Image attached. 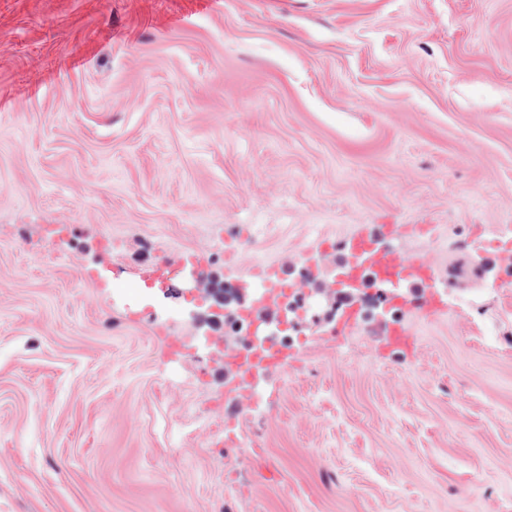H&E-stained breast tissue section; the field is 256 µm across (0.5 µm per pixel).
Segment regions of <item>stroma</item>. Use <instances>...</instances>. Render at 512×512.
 Returning a JSON list of instances; mask_svg holds the SVG:
<instances>
[{
  "instance_id": "35a3bbf8",
  "label": "stroma",
  "mask_w": 512,
  "mask_h": 512,
  "mask_svg": "<svg viewBox=\"0 0 512 512\" xmlns=\"http://www.w3.org/2000/svg\"><path fill=\"white\" fill-rule=\"evenodd\" d=\"M463 280L409 350L314 329L236 417L195 259ZM512 0H0V512H512ZM168 271L146 293L143 266ZM207 332L180 357L170 339ZM374 238L369 234H359L349 238L344 247L349 252L360 255L362 260L374 266L381 278L392 288H400L409 281L420 282L431 288L436 275V266L429 258H409L393 251H379L373 248Z\"/></svg>"
}]
</instances>
